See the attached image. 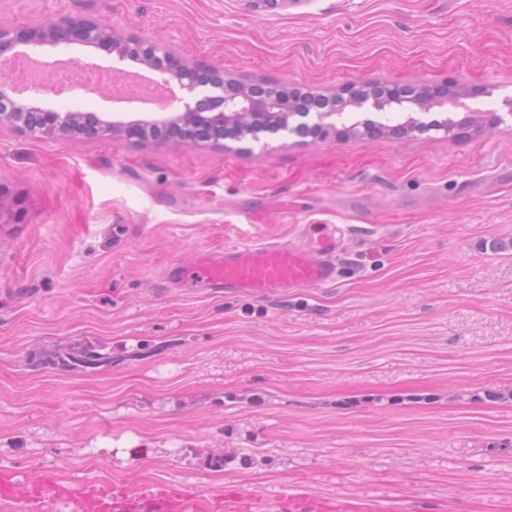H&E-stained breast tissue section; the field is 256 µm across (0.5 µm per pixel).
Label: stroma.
<instances>
[{
  "mask_svg": "<svg viewBox=\"0 0 512 512\" xmlns=\"http://www.w3.org/2000/svg\"><path fill=\"white\" fill-rule=\"evenodd\" d=\"M64 17L246 84L448 82L467 107L431 118L473 123L216 143L0 126V471L512 512V0H0L16 27ZM43 102L146 111L81 88ZM251 211L264 221L243 224ZM323 224L349 230L331 286L254 298L162 279ZM78 344L111 364L52 362Z\"/></svg>",
  "mask_w": 512,
  "mask_h": 512,
  "instance_id": "obj_1",
  "label": "stroma"
}]
</instances>
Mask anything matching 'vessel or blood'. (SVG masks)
Segmentation results:
<instances>
[{
	"instance_id": "b4317fda",
	"label": "vessel or blood",
	"mask_w": 512,
	"mask_h": 512,
	"mask_svg": "<svg viewBox=\"0 0 512 512\" xmlns=\"http://www.w3.org/2000/svg\"><path fill=\"white\" fill-rule=\"evenodd\" d=\"M343 243L335 229L324 228L307 244L233 242L199 252L190 264H174L173 282H196L258 298L284 291L320 288L335 282ZM69 512H409L407 502L357 494L318 495L294 486L272 496L240 484L224 487L223 497L208 500L189 487L159 483L132 494L111 484H61L50 471H35L23 482L0 475V500L21 499L24 512H45L48 497Z\"/></svg>"
}]
</instances>
